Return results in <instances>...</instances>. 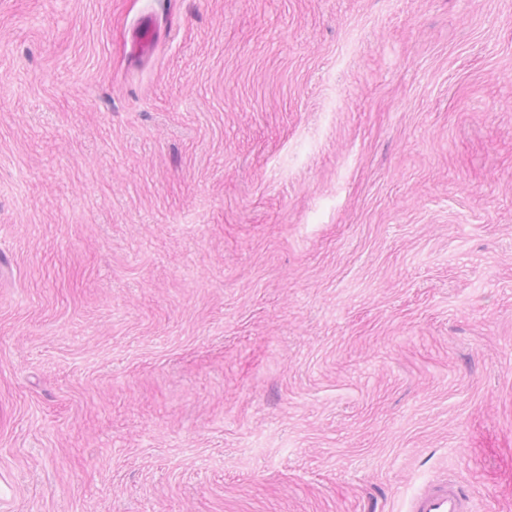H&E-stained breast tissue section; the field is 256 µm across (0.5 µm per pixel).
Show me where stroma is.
<instances>
[{
    "label": "stroma",
    "instance_id": "1",
    "mask_svg": "<svg viewBox=\"0 0 512 512\" xmlns=\"http://www.w3.org/2000/svg\"><path fill=\"white\" fill-rule=\"evenodd\" d=\"M443 473L512 512V0H0V512ZM132 43L141 53H149L154 44L155 29L152 20L143 19L133 31Z\"/></svg>",
    "mask_w": 512,
    "mask_h": 512
}]
</instances>
